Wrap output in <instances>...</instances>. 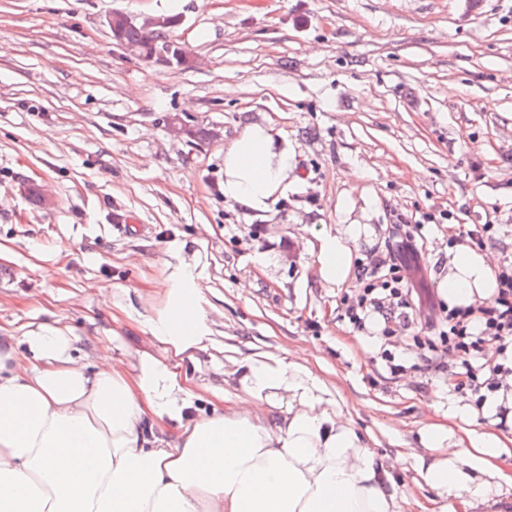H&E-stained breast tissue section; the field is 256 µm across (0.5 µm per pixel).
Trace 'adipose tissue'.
Returning <instances> with one entry per match:
<instances>
[{"label": "adipose tissue", "mask_w": 512, "mask_h": 512, "mask_svg": "<svg viewBox=\"0 0 512 512\" xmlns=\"http://www.w3.org/2000/svg\"><path fill=\"white\" fill-rule=\"evenodd\" d=\"M294 151L271 124L251 122L224 147V198L256 215L288 190ZM362 225L321 232L319 279L348 280ZM198 260L168 266L163 302L119 310L150 349L87 368L68 328L27 326L0 339V512H400L395 473L358 429L335 386L304 352L233 359L235 393L199 386L185 361L213 348L201 314ZM494 269L472 249L437 281L449 305L487 301ZM419 488L442 512H512L506 436L419 431Z\"/></svg>", "instance_id": "obj_1"}]
</instances>
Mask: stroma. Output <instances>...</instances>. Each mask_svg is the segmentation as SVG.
Listing matches in <instances>:
<instances>
[{
    "mask_svg": "<svg viewBox=\"0 0 512 512\" xmlns=\"http://www.w3.org/2000/svg\"><path fill=\"white\" fill-rule=\"evenodd\" d=\"M173 16L192 57L165 66L116 45L111 13ZM217 129L203 141L174 134ZM269 122L295 150V181L256 218L226 202L224 146ZM35 185L45 204L24 193ZM496 224L482 246L512 257V0H0V336L62 317L79 355L146 348L103 295L162 288L182 245L205 243L204 313L248 354L307 349L380 456L426 423L512 436L466 382L478 365L397 338L408 369L344 315L320 230L366 225L356 261L399 253L424 224L419 296L458 251L452 224Z\"/></svg>",
    "mask_w": 512,
    "mask_h": 512,
    "instance_id": "35a3bbf8",
    "label": "stroma"
}]
</instances>
